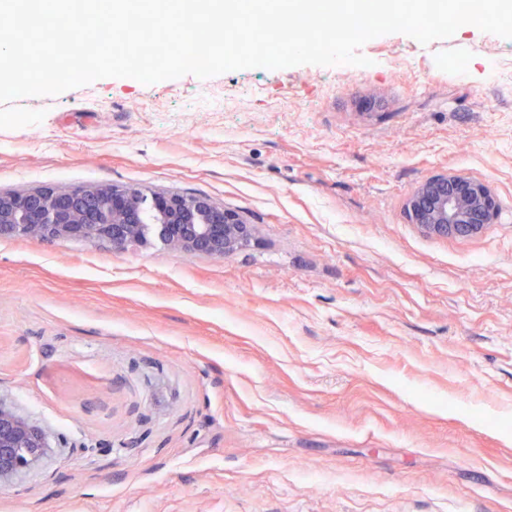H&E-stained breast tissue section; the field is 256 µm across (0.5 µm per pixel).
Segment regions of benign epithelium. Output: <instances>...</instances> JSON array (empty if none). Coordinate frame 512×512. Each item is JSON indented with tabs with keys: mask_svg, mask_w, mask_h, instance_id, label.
<instances>
[{
	"mask_svg": "<svg viewBox=\"0 0 512 512\" xmlns=\"http://www.w3.org/2000/svg\"><path fill=\"white\" fill-rule=\"evenodd\" d=\"M137 192L112 189H43L0 196V237L106 241L123 250L148 235L187 254L222 257L251 233V225L205 197H154L160 220L141 221ZM498 204L481 182L436 176L413 192L407 204L409 221L428 235L468 237L492 223ZM49 448L44 431L0 396V487L39 467Z\"/></svg>",
	"mask_w": 512,
	"mask_h": 512,
	"instance_id": "1",
	"label": "benign epithelium"
}]
</instances>
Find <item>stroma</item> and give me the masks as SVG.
I'll list each match as a JSON object with an SVG mask.
<instances>
[{"instance_id":"stroma-1","label":"stroma","mask_w":512,"mask_h":512,"mask_svg":"<svg viewBox=\"0 0 512 512\" xmlns=\"http://www.w3.org/2000/svg\"><path fill=\"white\" fill-rule=\"evenodd\" d=\"M360 52L21 99L0 193L202 195L252 233L0 238V395L50 445L0 512H512V39ZM436 175L493 223L410 224ZM497 213V201L486 185L448 175L426 180L407 204L411 224L437 237L471 236L492 224Z\"/></svg>"}]
</instances>
